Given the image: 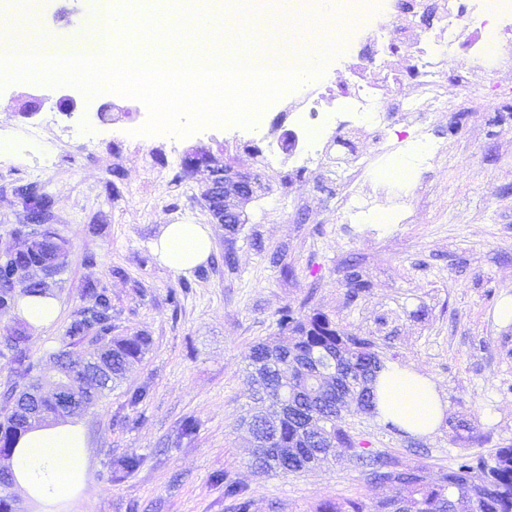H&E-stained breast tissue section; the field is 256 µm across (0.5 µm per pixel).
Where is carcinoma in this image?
Returning a JSON list of instances; mask_svg holds the SVG:
<instances>
[{
  "label": "carcinoma",
  "mask_w": 512,
  "mask_h": 512,
  "mask_svg": "<svg viewBox=\"0 0 512 512\" xmlns=\"http://www.w3.org/2000/svg\"><path fill=\"white\" fill-rule=\"evenodd\" d=\"M52 199L43 195L41 201L24 204L26 219L36 220L51 210ZM65 240L56 230L46 226L42 240L24 244L17 250L15 262L0 261V309L18 305L20 295H44L46 285L35 280L31 271L66 266ZM348 297L357 298L369 288L362 276L353 271L347 278ZM85 293L94 299L71 316L67 333L73 342L89 340L87 357L82 361L70 358L61 350L56 358L66 364L57 370L55 382L64 385L87 410L96 405L103 393L112 389L130 367L141 361L149 349L146 336H113L112 301L93 283L85 285ZM279 330L286 337L279 341L258 342L250 347L248 359L254 372L260 373L254 391L258 410L249 414L274 417L276 425L270 442L261 449L264 461L256 466L262 473L282 476L297 474L328 460L332 448H346L351 457L365 467L366 480L375 487L394 494H384L372 506V512H512V446L495 450L494 455L463 454L454 459L440 478L429 482L423 467H403L389 452L366 455L361 442L345 428L336 407L372 413L375 394L372 383L383 367L373 340L357 336L336 324L328 314L314 309L297 314L290 307L279 311ZM26 337L11 334L5 337L13 370L30 376L33 364L25 349ZM331 371L329 379L317 382L307 369L312 360ZM289 406H281V401ZM34 423L10 409L0 421V449L8 455L14 438ZM224 496L236 501L237 512H250L251 499L243 486L224 479ZM367 505L358 497L326 501L318 512H366Z\"/></svg>",
  "instance_id": "carcinoma-1"
}]
</instances>
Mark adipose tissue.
Segmentation results:
<instances>
[{"instance_id":"obj_1","label":"adipose tissue","mask_w":512,"mask_h":512,"mask_svg":"<svg viewBox=\"0 0 512 512\" xmlns=\"http://www.w3.org/2000/svg\"><path fill=\"white\" fill-rule=\"evenodd\" d=\"M207 226L166 224L154 243L158 258L178 273L206 262L212 252ZM375 415L419 437L432 435L446 404L436 383L406 364L389 363L374 382ZM88 441L77 419L51 421L17 439L9 466L29 512H76L86 498Z\"/></svg>"}]
</instances>
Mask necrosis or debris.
<instances>
[{"label":"necrosis or debris","instance_id":"necrosis-or-debris-1","mask_svg":"<svg viewBox=\"0 0 512 512\" xmlns=\"http://www.w3.org/2000/svg\"><path fill=\"white\" fill-rule=\"evenodd\" d=\"M337 9L350 20L345 53L329 60L320 80L276 105L291 127L298 170L335 171L343 219L361 224L372 202L358 194L359 184L378 162L407 148L404 138L388 134L394 121L414 127L425 145L418 171L441 160L431 112L446 94L439 75L450 49L462 47L472 68L486 69L500 104H512V0H338ZM340 68L349 80L338 90L331 76ZM360 135L371 138L372 153L350 149Z\"/></svg>","mask_w":512,"mask_h":512}]
</instances>
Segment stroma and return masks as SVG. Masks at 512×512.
Masks as SVG:
<instances>
[{
  "instance_id": "obj_1",
  "label": "stroma",
  "mask_w": 512,
  "mask_h": 512,
  "mask_svg": "<svg viewBox=\"0 0 512 512\" xmlns=\"http://www.w3.org/2000/svg\"><path fill=\"white\" fill-rule=\"evenodd\" d=\"M90 0H42L38 12L15 8L18 22L50 36L72 33ZM466 74L487 85L463 49H453L440 82L447 85L432 121L446 157L430 169L428 203L388 230L342 223L336 199L318 173L293 171L289 160L260 167L222 129L177 139L137 136L145 106L120 95L87 102L72 86L13 83L0 90V251L17 248L26 211L17 186L36 184L53 202L52 224L67 241L68 264L49 280L59 303L50 327L25 328L15 310L0 311V337L25 328L36 371L52 375L67 347L66 326L90 306L95 283L112 299V333L151 338L141 362L79 415L89 440L86 512H235L224 480L245 487L252 512H317L320 503L359 497L374 503L356 461L340 459L287 477L250 468L240 421L251 382L247 353L276 331L284 306L318 308L339 325L375 339L384 361L414 366L436 382L445 418L428 437L349 412L346 427L367 451H387L428 480L462 452L484 454L512 445V322L499 319L512 300V115L450 85ZM469 86V87H470ZM75 100L64 111L61 96ZM39 112L24 116L32 97ZM202 147L220 149L242 170L259 171L262 188L246 222L229 235L202 199L206 170L187 172L183 159ZM189 221L210 230L213 251L203 272L179 274L153 249L162 225ZM358 268L370 284L347 302V276ZM145 399L130 404L131 395ZM467 421L470 431L458 429ZM192 433H184L185 422ZM135 456L121 475L113 464Z\"/></svg>"
}]
</instances>
